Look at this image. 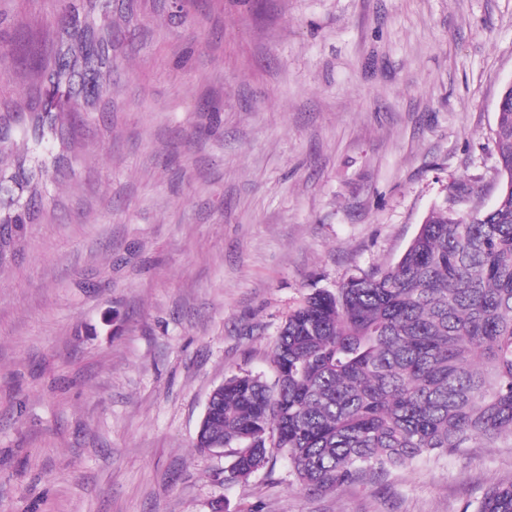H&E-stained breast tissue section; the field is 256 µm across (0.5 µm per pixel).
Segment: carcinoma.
<instances>
[{"label": "carcinoma", "mask_w": 512, "mask_h": 512, "mask_svg": "<svg viewBox=\"0 0 512 512\" xmlns=\"http://www.w3.org/2000/svg\"><path fill=\"white\" fill-rule=\"evenodd\" d=\"M110 0H70L46 56L25 49L34 91L0 110V264L33 223L48 175L71 166L72 127L112 94ZM503 188L470 221L432 210L400 260L317 290L272 351L274 381L235 374L212 396L195 448L231 449L225 480L283 454L327 492L422 459L512 441V100L492 129ZM463 512H512V481Z\"/></svg>", "instance_id": "obj_1"}]
</instances>
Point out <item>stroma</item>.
Instances as JSON below:
<instances>
[{"label":"stroma","mask_w":512,"mask_h":512,"mask_svg":"<svg viewBox=\"0 0 512 512\" xmlns=\"http://www.w3.org/2000/svg\"><path fill=\"white\" fill-rule=\"evenodd\" d=\"M68 2L0 0V108ZM112 53L0 267V512H462L512 481L507 444L319 494L194 447L309 294L495 203L512 0H112Z\"/></svg>","instance_id":"1"}]
</instances>
